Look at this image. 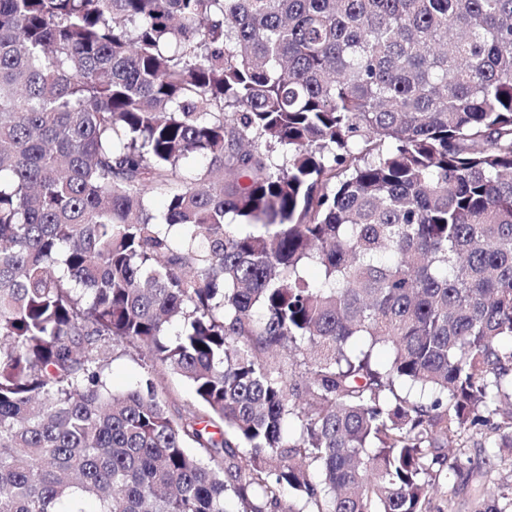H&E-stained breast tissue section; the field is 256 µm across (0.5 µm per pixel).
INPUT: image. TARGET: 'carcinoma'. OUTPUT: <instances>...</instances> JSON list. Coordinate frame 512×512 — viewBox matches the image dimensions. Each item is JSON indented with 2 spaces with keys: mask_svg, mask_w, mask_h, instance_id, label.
I'll return each mask as SVG.
<instances>
[{
  "mask_svg": "<svg viewBox=\"0 0 512 512\" xmlns=\"http://www.w3.org/2000/svg\"><path fill=\"white\" fill-rule=\"evenodd\" d=\"M467 434L512 449V0H0V512H453ZM111 356L106 377L113 392H123L136 386L146 375L148 366L145 365L147 357L144 350L138 353L119 346L115 347ZM168 394L169 409L175 411L193 402V394L190 387L174 375L166 376L163 381Z\"/></svg>",
  "mask_w": 512,
  "mask_h": 512,
  "instance_id": "carcinoma-1",
  "label": "carcinoma"
}]
</instances>
